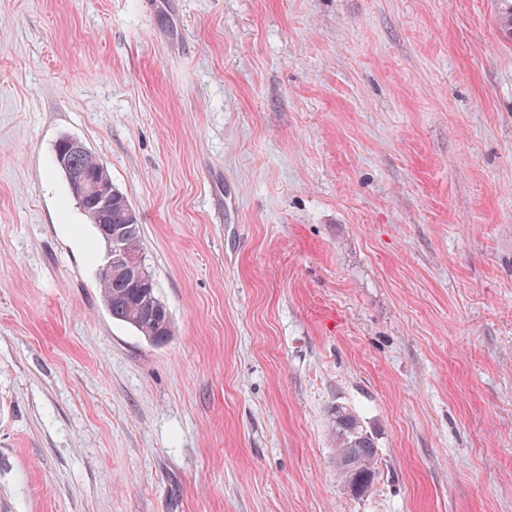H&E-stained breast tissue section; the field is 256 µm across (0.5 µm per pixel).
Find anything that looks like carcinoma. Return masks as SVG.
Listing matches in <instances>:
<instances>
[{"mask_svg": "<svg viewBox=\"0 0 512 512\" xmlns=\"http://www.w3.org/2000/svg\"><path fill=\"white\" fill-rule=\"evenodd\" d=\"M106 222L127 227L126 244L130 251L143 250L139 216L129 199L112 188V214ZM101 298L112 319L134 328L153 342L170 336L171 317L156 294V288H139L126 274L114 271L112 278L99 279ZM336 426V467L345 487L366 492L376 474L377 450L353 411L338 405L333 413Z\"/></svg>", "mask_w": 512, "mask_h": 512, "instance_id": "1", "label": "carcinoma"}]
</instances>
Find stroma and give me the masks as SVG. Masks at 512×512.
<instances>
[{"mask_svg": "<svg viewBox=\"0 0 512 512\" xmlns=\"http://www.w3.org/2000/svg\"><path fill=\"white\" fill-rule=\"evenodd\" d=\"M504 7L0 0V512H512ZM64 135L139 216L163 342L102 302ZM62 138H64V137H62ZM62 138H60V139H62ZM58 141L54 145V149H53L54 157L56 155L57 163L66 169H69V166L71 165V162L68 160L70 155H73V156L83 155L85 153H88V151H89L88 148L86 147V145L81 140L74 138V137H68V138L64 139V141H61L60 143L64 146V150L57 151V149L59 147ZM336 467L341 481L351 492L364 493L376 474L377 450L372 438L353 411L343 405L334 409Z\"/></svg>", "mask_w": 512, "mask_h": 512, "instance_id": "stroma-1", "label": "stroma"}]
</instances>
